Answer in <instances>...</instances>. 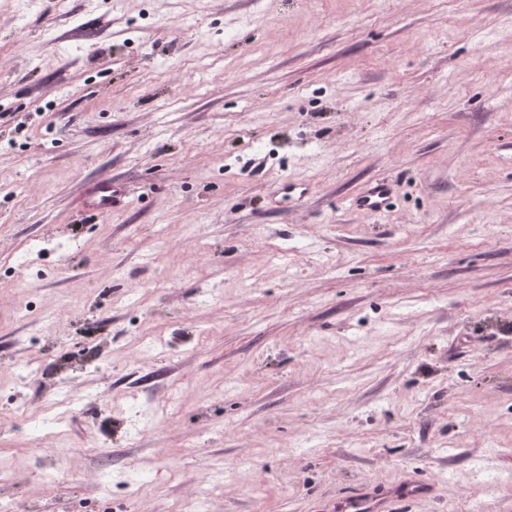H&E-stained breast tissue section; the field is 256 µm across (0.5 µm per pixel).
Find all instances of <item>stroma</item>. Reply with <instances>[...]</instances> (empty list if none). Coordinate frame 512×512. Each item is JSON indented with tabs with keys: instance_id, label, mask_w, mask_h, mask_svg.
<instances>
[{
	"instance_id": "1",
	"label": "stroma",
	"mask_w": 512,
	"mask_h": 512,
	"mask_svg": "<svg viewBox=\"0 0 512 512\" xmlns=\"http://www.w3.org/2000/svg\"><path fill=\"white\" fill-rule=\"evenodd\" d=\"M20 361L15 405L89 397L36 435L0 405L20 512H174L215 465L205 512H512V0H0ZM91 211L96 215H107L112 212V182L102 180L96 189L95 197L90 204ZM392 182L375 180L365 184L353 197L352 205L374 213L384 212L389 206Z\"/></svg>"
}]
</instances>
